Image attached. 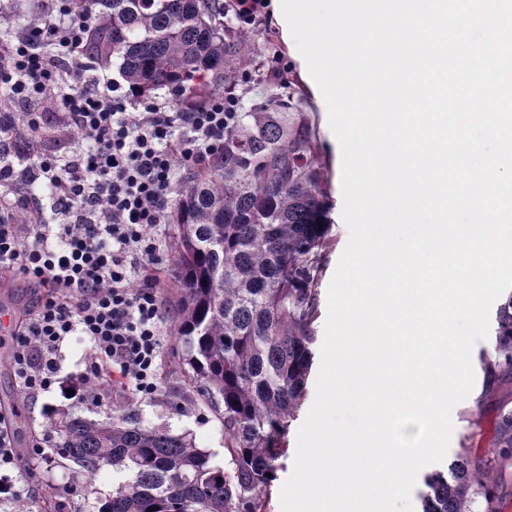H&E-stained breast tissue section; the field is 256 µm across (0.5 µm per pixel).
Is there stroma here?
Returning a JSON list of instances; mask_svg holds the SVG:
<instances>
[{
	"label": "stroma",
	"instance_id": "obj_1",
	"mask_svg": "<svg viewBox=\"0 0 512 512\" xmlns=\"http://www.w3.org/2000/svg\"><path fill=\"white\" fill-rule=\"evenodd\" d=\"M252 32L258 41V51L252 61L253 73H265L275 59L283 60L293 95L294 108L291 115L307 120L319 153L322 181L328 193L329 216L335 236V244L319 286L320 294L324 295L328 292L330 281L349 241V231L342 217L341 147L329 126L327 113L317 111L313 106V92L317 84L309 75L296 44L285 40L280 25L273 18L266 25L253 27ZM163 279L161 295L166 309L164 342L160 353L158 389L153 395L144 397L129 389L123 395H104L94 402L80 396L66 397L64 386L77 383L80 375L89 367L92 357L89 344L75 337L61 348V369L52 389L38 399L25 400L15 384L11 370L14 336L10 333L0 334V408L12 414L11 431L16 447L29 449L37 445L45 450L44 456L33 460L25 473L26 482L32 490L31 496L25 501L27 512H45L48 501L56 498L58 487L64 485L73 488L69 497V512H97L100 500L110 496L113 487L120 481L119 473L109 468L102 470L90 482L73 481L65 460L57 454L60 438L51 428L48 419L49 413L53 411L104 420L130 409L136 413L144 427L164 426L175 433L189 434L198 448L210 453L214 465H224L223 422L204 403L199 402L190 407L185 402L186 396L193 394L194 387L183 366L172 356L178 318L174 298V267L166 268ZM491 345V339L487 338L477 342L472 350L475 385L470 395L452 411L454 430L447 460H454L465 445L470 446L473 454L479 456L487 455L492 448L498 400L485 389L481 365V355L490 350Z\"/></svg>",
	"mask_w": 512,
	"mask_h": 512
}]
</instances>
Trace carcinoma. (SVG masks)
Here are the masks:
<instances>
[{
  "label": "carcinoma",
  "mask_w": 512,
  "mask_h": 512,
  "mask_svg": "<svg viewBox=\"0 0 512 512\" xmlns=\"http://www.w3.org/2000/svg\"><path fill=\"white\" fill-rule=\"evenodd\" d=\"M95 13L90 53L120 60L125 81L146 98L160 89L197 106L248 80L251 35L224 27L221 0H70ZM15 30L0 12V33ZM271 68L264 103L238 114L224 158L175 187L178 324L176 356L202 398L224 417L227 465L186 434L145 428L131 412L109 419L51 418L72 477L107 466L125 473L98 512H266L286 436L306 394L318 315V285L332 244L326 195L307 126L288 125L290 93ZM481 364L493 384L512 382V293L496 313ZM494 456L467 448L448 472L427 475L422 512H501L489 468L512 465V407L499 412ZM271 477H266V474Z\"/></svg>",
  "instance_id": "obj_1"
}]
</instances>
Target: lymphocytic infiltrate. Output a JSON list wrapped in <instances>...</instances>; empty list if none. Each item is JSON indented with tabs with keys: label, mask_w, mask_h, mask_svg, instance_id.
<instances>
[{
	"label": "lymphocytic infiltrate",
	"mask_w": 512,
	"mask_h": 512,
	"mask_svg": "<svg viewBox=\"0 0 512 512\" xmlns=\"http://www.w3.org/2000/svg\"><path fill=\"white\" fill-rule=\"evenodd\" d=\"M91 16L51 0L45 23L0 43V274L26 278L38 292L15 338L12 370L26 397L48 392L57 353L72 336L92 345L80 377L95 393L157 390L164 268L156 230L167 223L180 171L200 173L224 153L240 109L235 89L200 107L141 98L88 54ZM75 74L78 86L64 83ZM57 109L45 111L46 97ZM26 114L16 121V110ZM80 135L66 152L30 151L44 135ZM49 187L31 195L30 184ZM0 413V508L30 493L15 474L24 461Z\"/></svg>",
	"instance_id": "obj_1"
}]
</instances>
